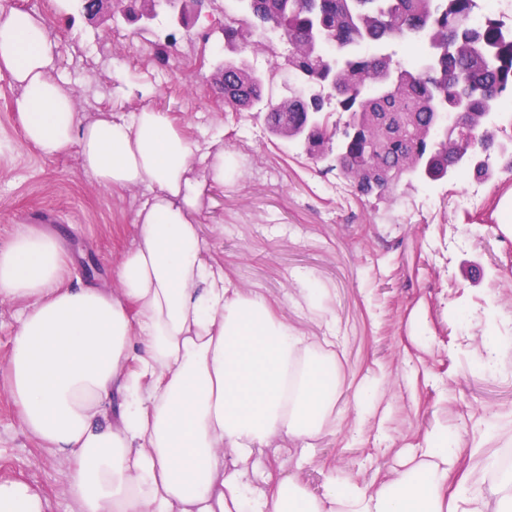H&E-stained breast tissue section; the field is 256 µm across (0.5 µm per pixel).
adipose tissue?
Wrapping results in <instances>:
<instances>
[{"instance_id":"adipose-tissue-1","label":"adipose tissue","mask_w":512,"mask_h":512,"mask_svg":"<svg viewBox=\"0 0 512 512\" xmlns=\"http://www.w3.org/2000/svg\"><path fill=\"white\" fill-rule=\"evenodd\" d=\"M46 18L0 6V75L17 86L25 143L43 157L77 149L103 189H148L131 214L135 244L112 269L116 290L71 285L59 237L17 225L0 247V300L20 316L7 382L22 426L69 463L78 512H448L442 485L456 443L432 435L422 458L376 488L245 479L278 435L327 425L334 355L318 350L267 300L231 287L209 262L198 216L234 179L219 139L193 146L168 113L85 117L55 74ZM23 481H0V512H46Z\"/></svg>"}]
</instances>
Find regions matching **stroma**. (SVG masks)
<instances>
[{
	"label": "stroma",
	"mask_w": 512,
	"mask_h": 512,
	"mask_svg": "<svg viewBox=\"0 0 512 512\" xmlns=\"http://www.w3.org/2000/svg\"><path fill=\"white\" fill-rule=\"evenodd\" d=\"M48 20L61 44L56 75L74 89L85 116H125L149 107L168 113L194 144L219 136L236 156L231 188H216L199 216L208 260L233 287L264 296L300 336L334 353L341 377L331 419L305 442L282 437L256 452L248 479L266 488L290 476L310 493L326 481L376 487L404 469L443 432L458 459L444 495L459 485L485 500L486 512H512L497 457L512 448V344L485 362L484 336L512 337V236L500 229L512 173L485 184L487 208L455 210L468 177L400 187L394 198L324 192L342 183L328 161L286 148L262 115L224 105L208 80L225 49L221 14L201 15L176 34L169 59L156 44L170 29L120 26L115 34L56 0H12ZM18 88L0 76V247L19 224L59 233L73 280L113 287L112 267L136 237L133 207L148 190L115 192L85 175L77 151L41 157L21 142L14 112ZM19 307L0 302V480H23L49 512H76L65 462L26 433L5 370Z\"/></svg>",
	"instance_id": "obj_1"
}]
</instances>
